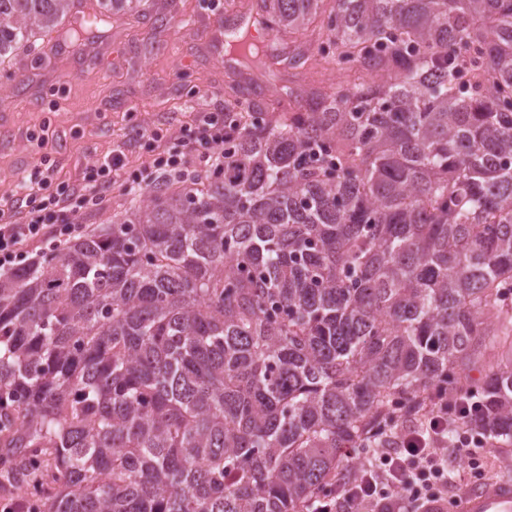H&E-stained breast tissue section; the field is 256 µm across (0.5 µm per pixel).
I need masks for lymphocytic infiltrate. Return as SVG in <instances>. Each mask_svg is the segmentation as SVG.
Wrapping results in <instances>:
<instances>
[{"mask_svg":"<svg viewBox=\"0 0 512 512\" xmlns=\"http://www.w3.org/2000/svg\"><path fill=\"white\" fill-rule=\"evenodd\" d=\"M189 155L171 153L155 157L146 176L136 182L138 189L151 186L156 178L168 176L179 181L195 179L201 173L224 165V122L213 115L200 116L187 139ZM126 172L120 154L94 164L80 188L54 184L53 166L45 164L40 173L42 193L26 198V220L15 224L0 222V271L13 270L28 255L35 242H47L50 248L65 247L83 235V225L67 222L57 225L53 234L45 229L60 206L71 213L100 205L112 186L126 184ZM456 415H449L447 402H439L418 427L400 432L397 445L382 449L377 457L356 465L353 478L338 482L334 496L311 501L310 512H335L336 508L360 507L362 512H429L433 502H444L459 478L448 466L449 455L469 459L481 437L471 436L463 422L475 403L471 397L458 400Z\"/></svg>","mask_w":512,"mask_h":512,"instance_id":"1","label":"lymphocytic infiltrate"}]
</instances>
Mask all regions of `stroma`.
<instances>
[{
	"label": "stroma",
	"instance_id": "35a3bbf8",
	"mask_svg": "<svg viewBox=\"0 0 512 512\" xmlns=\"http://www.w3.org/2000/svg\"><path fill=\"white\" fill-rule=\"evenodd\" d=\"M254 0H154L161 15V46L146 41L149 21L134 14L112 18L92 38L57 44L55 35L32 38L0 62V210L23 223V185L41 166L38 139L48 141L54 179L76 186L93 162L123 151L128 176L140 174L156 154L177 147L182 129L207 113H220L236 83L261 88L276 111L289 92L353 86L321 60L322 41L308 33L304 66L230 64L225 19L252 14ZM138 127L160 139L135 138ZM465 487L512 472V446L477 451L464 465Z\"/></svg>",
	"mask_w": 512,
	"mask_h": 512
}]
</instances>
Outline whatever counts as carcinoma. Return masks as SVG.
<instances>
[{"instance_id": "obj_1", "label": "carcinoma", "mask_w": 512, "mask_h": 512, "mask_svg": "<svg viewBox=\"0 0 512 512\" xmlns=\"http://www.w3.org/2000/svg\"><path fill=\"white\" fill-rule=\"evenodd\" d=\"M82 2L0 0V59ZM319 2L257 15L289 38ZM326 29L372 81L239 88L224 168L0 274V483L40 512H307L445 394L512 444V0H334Z\"/></svg>"}]
</instances>
